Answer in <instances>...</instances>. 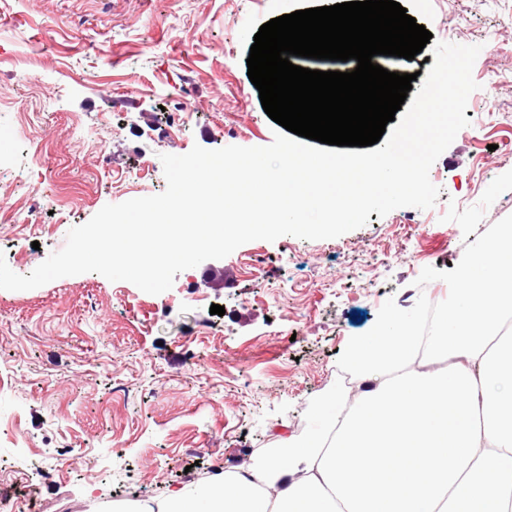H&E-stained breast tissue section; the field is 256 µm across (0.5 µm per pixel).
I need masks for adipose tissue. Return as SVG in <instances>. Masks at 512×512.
<instances>
[{"instance_id":"obj_1","label":"adipose tissue","mask_w":512,"mask_h":512,"mask_svg":"<svg viewBox=\"0 0 512 512\" xmlns=\"http://www.w3.org/2000/svg\"><path fill=\"white\" fill-rule=\"evenodd\" d=\"M449 314L393 309L355 337L354 392L323 402L309 438L160 500L110 512H512V236L462 262Z\"/></svg>"}]
</instances>
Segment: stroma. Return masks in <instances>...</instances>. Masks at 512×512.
Instances as JSON below:
<instances>
[{"mask_svg": "<svg viewBox=\"0 0 512 512\" xmlns=\"http://www.w3.org/2000/svg\"><path fill=\"white\" fill-rule=\"evenodd\" d=\"M337 2L0 0L10 269L29 274L105 205L162 193L161 155L271 144L254 36ZM399 2L433 40L481 47L470 124L430 169L434 207L373 212L333 239L251 241L158 295L96 272L0 290V481L31 472L35 512L163 497L307 437L344 387L351 340L405 300L449 304L460 261L512 224V0Z\"/></svg>", "mask_w": 512, "mask_h": 512, "instance_id": "35a3bbf8", "label": "stroma"}]
</instances>
